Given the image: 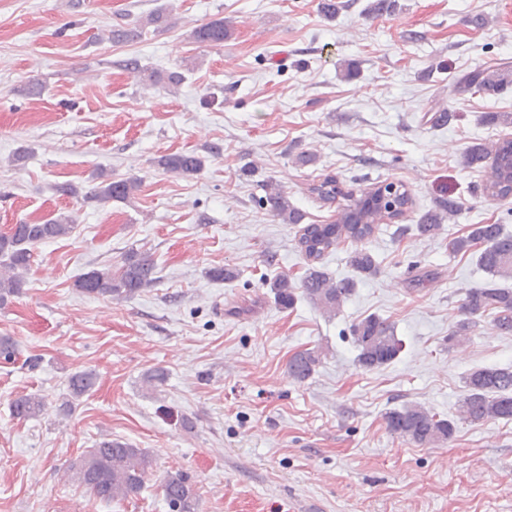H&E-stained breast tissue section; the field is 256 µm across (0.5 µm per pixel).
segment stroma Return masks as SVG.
Wrapping results in <instances>:
<instances>
[{"mask_svg":"<svg viewBox=\"0 0 512 512\" xmlns=\"http://www.w3.org/2000/svg\"><path fill=\"white\" fill-rule=\"evenodd\" d=\"M367 3L347 0L328 19L320 0H0V230L77 217L70 235L35 249L22 295L0 308V336L16 344L0 359V512H169L159 484L177 471L199 512H512V422H459L452 440L422 447L384 421L409 404L456 419L471 371L512 366V335L490 318L448 343L466 291L492 281L471 254H449V240L473 224L512 233V213L483 193L488 170L462 158L472 143L512 138L482 120L512 112V86L454 88L463 72L512 65V0H398L379 17ZM161 7L167 23L137 43L108 40ZM219 18L233 31L223 46L192 42ZM131 58L185 79L142 84ZM33 82L40 94H28ZM442 108L451 124L425 123ZM177 152L203 157V171L155 166ZM302 153L314 164L298 165ZM98 168L139 187L123 202L83 201ZM327 175L357 198L388 181L412 198L400 221L323 257L337 280L353 276L356 249L378 264L332 318L303 299L275 303L268 280L300 277L307 261L296 226L261 203L272 180L307 222L326 223L338 205L309 186ZM62 182L78 196L59 195ZM448 196L460 211L418 236L419 215ZM133 249L156 264L153 287L120 300L77 290L81 274ZM224 266L235 280L210 277ZM370 315L393 323L405 348L366 371L351 327ZM307 348L322 361L299 382L288 361ZM157 368L167 380L148 389ZM80 370L97 382L67 414L66 380ZM29 393L44 411L14 418L11 401ZM106 439L156 462L137 495L112 503L70 471Z\"/></svg>","mask_w":512,"mask_h":512,"instance_id":"obj_1","label":"stroma"}]
</instances>
